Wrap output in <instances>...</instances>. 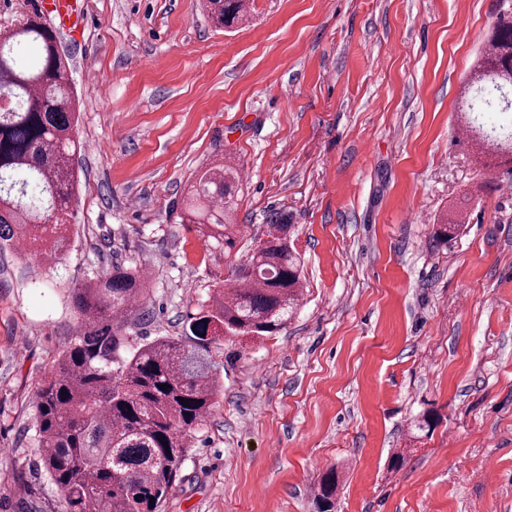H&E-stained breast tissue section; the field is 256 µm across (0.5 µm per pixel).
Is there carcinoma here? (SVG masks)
Instances as JSON below:
<instances>
[{
  "label": "carcinoma",
  "instance_id": "carcinoma-1",
  "mask_svg": "<svg viewBox=\"0 0 512 512\" xmlns=\"http://www.w3.org/2000/svg\"><path fill=\"white\" fill-rule=\"evenodd\" d=\"M206 8L216 26L229 27L242 20L244 0H207ZM25 44L39 48L34 65L18 60ZM65 72L57 34L37 15L0 40V250L22 248L47 264L68 251L77 182V100ZM505 84L512 86V20L500 21L487 39L467 84L466 112L490 111L479 90ZM238 185L234 167L216 164L195 176L183 200L182 221L216 248L237 245ZM288 228L271 218L264 238L253 239L235 266L232 283L189 316L184 337L125 351V317L147 288L136 268L114 265L74 290L85 333L44 376L33 402L40 467L62 491L66 512H161L188 437L224 390V365L211 353L216 330L262 339L282 331L296 309L301 261ZM337 489L336 471L323 474L317 512H334Z\"/></svg>",
  "mask_w": 512,
  "mask_h": 512
}]
</instances>
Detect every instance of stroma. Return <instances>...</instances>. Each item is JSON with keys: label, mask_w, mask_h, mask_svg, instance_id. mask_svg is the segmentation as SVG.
<instances>
[{"label": "stroma", "mask_w": 512, "mask_h": 512, "mask_svg": "<svg viewBox=\"0 0 512 512\" xmlns=\"http://www.w3.org/2000/svg\"><path fill=\"white\" fill-rule=\"evenodd\" d=\"M85 2L58 35L82 103L70 250L0 251V512H65L31 404L85 331L73 289L143 270L129 343L184 335L276 214L299 306L213 345L224 394L162 512H316L331 468L336 512H512V194L461 110L499 0H246L226 29L203 0ZM218 160L243 177L229 254L179 217Z\"/></svg>", "instance_id": "obj_1"}]
</instances>
